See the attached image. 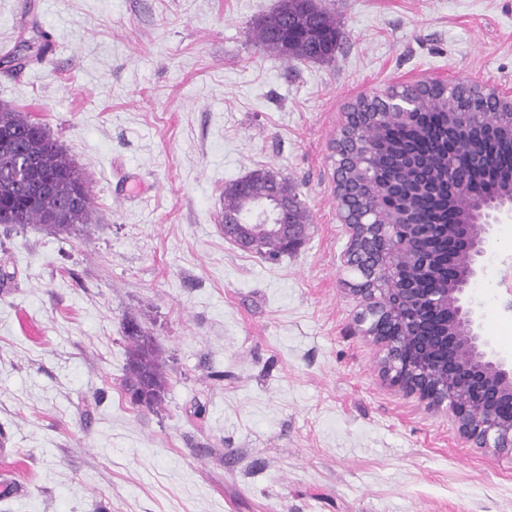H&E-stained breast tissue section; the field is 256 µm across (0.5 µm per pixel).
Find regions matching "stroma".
I'll return each instance as SVG.
<instances>
[{"label":"stroma","instance_id":"1","mask_svg":"<svg viewBox=\"0 0 512 512\" xmlns=\"http://www.w3.org/2000/svg\"><path fill=\"white\" fill-rule=\"evenodd\" d=\"M329 63L260 51L279 0H0V105L82 170L94 220L0 226V512H512V455L392 387L357 330L329 145L350 103L420 76L512 89V0H318ZM38 23L53 48H22ZM260 167L312 222L269 261L226 241L225 185ZM470 298L512 356V216ZM165 360L131 405L125 322Z\"/></svg>","mask_w":512,"mask_h":512}]
</instances>
